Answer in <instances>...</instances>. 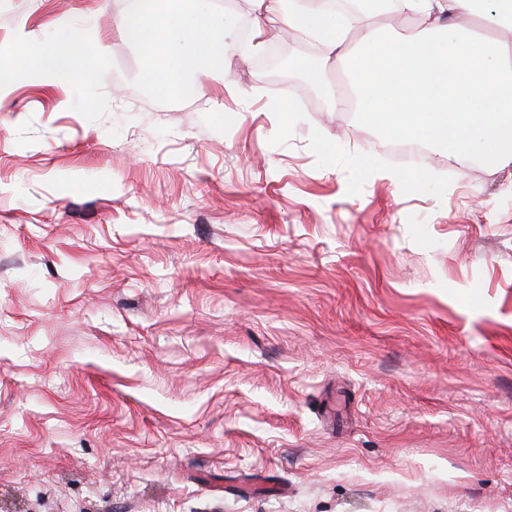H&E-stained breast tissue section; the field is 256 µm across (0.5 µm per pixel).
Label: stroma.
Segmentation results:
<instances>
[{"label":"stroma","instance_id":"obj_1","mask_svg":"<svg viewBox=\"0 0 512 512\" xmlns=\"http://www.w3.org/2000/svg\"><path fill=\"white\" fill-rule=\"evenodd\" d=\"M121 6L0 0V512H512V166L394 160L274 20L287 85L163 93ZM27 53L34 58V75L47 78L58 77L63 62L73 70L82 60V49L73 36L57 40L51 49L29 44Z\"/></svg>","mask_w":512,"mask_h":512}]
</instances>
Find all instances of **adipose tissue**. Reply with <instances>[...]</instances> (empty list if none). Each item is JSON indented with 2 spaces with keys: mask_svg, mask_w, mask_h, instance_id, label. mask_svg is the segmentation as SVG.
<instances>
[{
  "mask_svg": "<svg viewBox=\"0 0 512 512\" xmlns=\"http://www.w3.org/2000/svg\"><path fill=\"white\" fill-rule=\"evenodd\" d=\"M261 12L315 41L317 59L301 60L310 75L337 61L350 95H336L338 112H370L388 137L422 139L444 154L479 150L495 168L512 165V0H397L404 25L391 39L362 17L304 10L294 0H256ZM121 32L136 30L167 76L162 90L207 91L204 73L228 62L224 22L189 17L184 0H122ZM358 43L350 45V30ZM33 73L56 77L76 68L82 49L73 37L52 48L28 46Z\"/></svg>",
  "mask_w": 512,
  "mask_h": 512,
  "instance_id": "adipose-tissue-1",
  "label": "adipose tissue"
}]
</instances>
